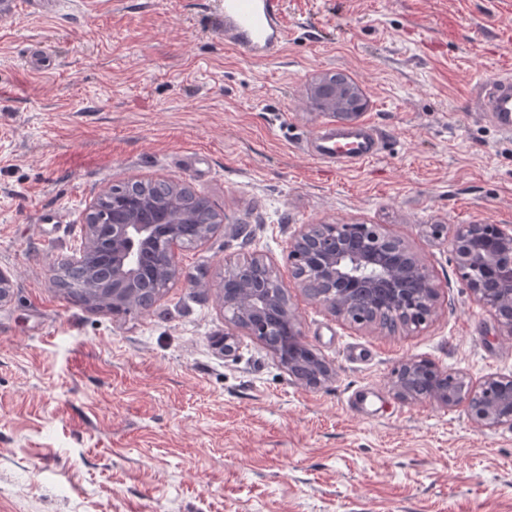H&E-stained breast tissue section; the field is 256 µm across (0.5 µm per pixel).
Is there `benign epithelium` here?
<instances>
[{
	"label": "benign epithelium",
	"instance_id": "7a95c632",
	"mask_svg": "<svg viewBox=\"0 0 512 512\" xmlns=\"http://www.w3.org/2000/svg\"><path fill=\"white\" fill-rule=\"evenodd\" d=\"M310 93L328 102L324 110L328 115L357 116L336 111L347 95L320 81L311 84ZM159 184L158 193L141 197L135 206L119 213L112 225L94 220L107 192L98 194L83 215L82 248L59 260L53 273L63 267L85 266L90 255L106 246L111 263L91 272L99 297L115 305L126 301L132 291L151 305L156 293L145 265L154 258L155 273L179 281L181 271L173 262L172 247L183 230L193 228L202 241L224 223L220 214L190 207L197 192L187 182L161 179ZM428 234L435 241L447 240L466 287L498 326L512 335V225L459 224L450 235L447 225L430 224ZM288 258L295 267L292 277L297 287L345 321L392 332L410 331L436 312L439 291L427 265L402 240L384 234L377 225L303 224L291 238ZM256 263L261 268L257 273L247 270L244 262L225 266L229 285L222 289L224 317L262 342L268 331L266 315L274 314L288 326L296 344L304 346L301 323L288 306L287 286L264 258H256ZM421 362L412 358L395 372L392 384L398 396L462 405L483 427L512 426L511 378L490 375L473 384L459 371L432 365L428 386L419 371ZM284 366L313 386L333 377L332 367L325 362L314 367L286 361Z\"/></svg>",
	"mask_w": 512,
	"mask_h": 512
}]
</instances>
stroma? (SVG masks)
<instances>
[{
	"label": "stroma",
	"mask_w": 512,
	"mask_h": 512,
	"mask_svg": "<svg viewBox=\"0 0 512 512\" xmlns=\"http://www.w3.org/2000/svg\"><path fill=\"white\" fill-rule=\"evenodd\" d=\"M284 10L288 41L261 62L225 42L224 0L0 14V512H512V427L391 385L412 357L512 377V335L425 233L512 225V136L476 115L486 77L512 74V0ZM336 72L382 136L349 170L303 147L331 122L309 87ZM156 178L189 182L223 224L173 247L182 277L151 309L70 301L52 268L91 197ZM302 224L383 225L428 266L437 315L389 335L310 301L287 260ZM255 256L330 380L302 383L225 321L224 267Z\"/></svg>",
	"instance_id": "obj_1"
}]
</instances>
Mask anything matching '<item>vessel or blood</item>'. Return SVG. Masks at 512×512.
Returning a JSON list of instances; mask_svg holds the SVG:
<instances>
[{"instance_id":"vessel-or-blood-1","label":"vessel or blood","mask_w":512,"mask_h":512,"mask_svg":"<svg viewBox=\"0 0 512 512\" xmlns=\"http://www.w3.org/2000/svg\"><path fill=\"white\" fill-rule=\"evenodd\" d=\"M224 36L248 58L265 60L285 37L284 0H224ZM478 108L503 133H512V80L495 77L482 85ZM314 159L344 168L376 159L380 141L368 124L320 132L309 142Z\"/></svg>"}]
</instances>
